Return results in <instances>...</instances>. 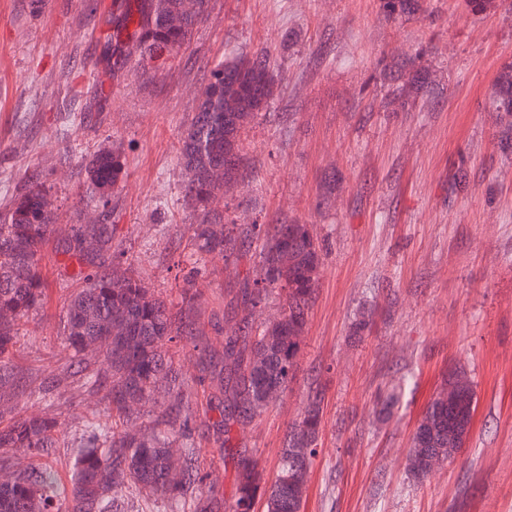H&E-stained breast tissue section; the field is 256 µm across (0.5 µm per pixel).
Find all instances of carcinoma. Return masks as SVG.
<instances>
[{
	"label": "carcinoma",
	"instance_id": "1",
	"mask_svg": "<svg viewBox=\"0 0 512 512\" xmlns=\"http://www.w3.org/2000/svg\"><path fill=\"white\" fill-rule=\"evenodd\" d=\"M208 0H140L126 7L113 33L115 46L130 39L146 64H156L182 48L207 9ZM273 94L270 69L263 54L220 63L201 93L195 115L182 138L181 162L186 171V197L201 211L189 228L201 253L228 252L237 246L235 227L210 209L237 179L240 133ZM124 170L119 152L98 151L86 167L87 180L100 202L109 203ZM56 212L44 184L33 180L18 193L0 221V380L14 373L10 351L21 323L46 297L41 274L43 253L50 242L61 256L63 284L78 288L67 299L64 333L72 357L101 350L109 371L86 376L112 416L146 419L139 436L114 427L92 432L71 449L69 486L59 485L55 472L43 466L16 469L0 483V512H56L64 499L66 512H113L112 492L135 488L156 500L179 505L180 512H203L207 475L195 465L196 451L187 448L183 465H168L176 427H187L190 414L182 406L183 382L168 356L167 343L181 333L169 303L149 288L129 263L112 251L114 225L73 224L70 234L55 238ZM265 243L253 278L237 297L243 308L257 309L271 294L282 301L279 319L253 333L243 317L240 330L224 339V366L200 376L216 383L208 403L219 413L218 425L229 433L244 427L273 404L292 382L298 365L308 312L315 298L322 254L305 224H266ZM198 272L184 278L181 303L192 308L200 299ZM456 410L434 398L426 406L413 437L408 471L422 480L437 465L454 458L471 427L473 389L462 388ZM173 397L155 414L156 396ZM322 393L308 396L301 421L289 432L279 452L276 474L266 483L258 461L243 455L236 462L231 512H254L257 500L266 512H301L306 477L316 456L322 423ZM55 418L27 416L0 409V469L13 467L15 453L40 458L55 442Z\"/></svg>",
	"mask_w": 512,
	"mask_h": 512
}]
</instances>
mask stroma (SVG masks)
Here are the masks:
<instances>
[{
    "label": "stroma",
    "instance_id": "1",
    "mask_svg": "<svg viewBox=\"0 0 512 512\" xmlns=\"http://www.w3.org/2000/svg\"><path fill=\"white\" fill-rule=\"evenodd\" d=\"M117 0H0V216L24 183L48 187L56 230L113 225V245L172 305L197 270L202 297L170 343L207 474V512H229L238 455L272 480L312 389L324 393L303 512H512V112L492 92L512 72V0H209L190 41L158 68L124 67L107 45ZM267 54L276 91L240 135L242 176L219 209L234 255L188 246L199 215L184 200L181 140L214 66ZM425 85L399 101L394 59ZM117 147L124 174L108 205L85 167ZM262 224H305L323 250L296 376L251 425L224 434L197 383L192 332L224 363V323L259 259ZM43 305L13 349L0 405L57 418L42 457L59 479L105 411L62 333L68 289L46 249ZM364 331H356L359 320ZM475 392L469 437L424 481L406 471L418 422L449 371ZM49 400L38 394L51 378ZM402 385L390 414L377 401Z\"/></svg>",
    "mask_w": 512,
    "mask_h": 512
}]
</instances>
